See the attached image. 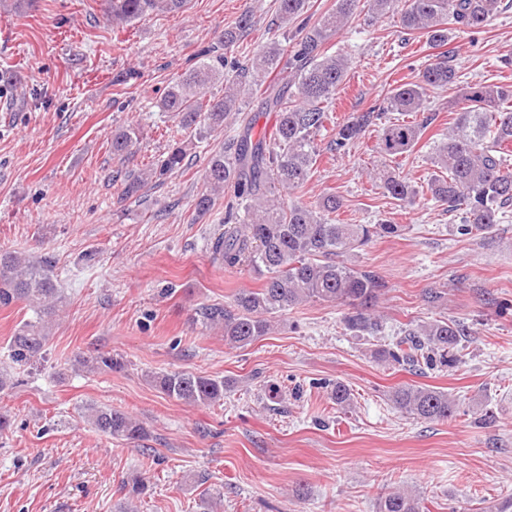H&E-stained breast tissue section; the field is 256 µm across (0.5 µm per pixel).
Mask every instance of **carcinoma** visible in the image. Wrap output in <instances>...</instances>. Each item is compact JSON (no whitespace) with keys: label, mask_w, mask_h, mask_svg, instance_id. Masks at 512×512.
Instances as JSON below:
<instances>
[{"label":"carcinoma","mask_w":512,"mask_h":512,"mask_svg":"<svg viewBox=\"0 0 512 512\" xmlns=\"http://www.w3.org/2000/svg\"><path fill=\"white\" fill-rule=\"evenodd\" d=\"M188 0H107L103 18L123 24L152 13L182 12ZM360 0H335L334 7L314 22L301 19L307 0H278L280 24L301 19L293 36L272 40L265 47L238 59L222 49L239 41L250 25L247 15L224 30L216 45L201 53V60L169 86L161 106L173 114L180 128L209 130L234 127V135L219 152L210 155L204 171V191L196 200L199 214L212 210L217 195L232 191L225 204L224 231L210 240L214 260L226 268L248 267L261 277L257 289L241 290L224 303L199 308L204 324L224 328V342L247 346L268 335L272 315L302 303L332 304L345 308L348 330L374 336L382 324L372 313L386 288L370 270L346 261L351 252L376 238L396 235L402 225L385 220L379 224H342L341 197L326 192L314 201L288 200L275 189L292 195L311 179L322 149L315 136L331 119L343 88L350 61L329 55L324 45L348 22ZM502 0H370L377 17L397 15L403 32L424 36L433 47L448 44L452 30L477 32L497 13ZM224 84V95L209 97L206 90ZM462 83L455 54L440 53L414 82L392 88L384 100L365 112L333 123L334 134L324 150L344 154L372 127L380 128L377 153L391 162L413 154L419 141L436 121L428 111L429 92ZM262 90L258 108L248 112L245 99ZM264 112L276 113L273 134L255 132ZM396 117H388L389 113ZM139 129L129 126L112 134V155L133 152ZM512 85L468 84L459 104L448 113V132L434 146L435 172L426 180L427 190L448 210L464 211L457 226L462 236L492 231L499 215L512 206ZM184 166L181 147L171 148L160 165L147 172L125 175L123 193L139 197L145 179L161 178ZM388 194L408 201L415 188L403 177L381 173ZM22 302L34 316L21 321L8 340L9 358L25 365L42 357L53 317L63 307L60 284L47 262L34 261L12 251H0V307ZM464 327L446 319L424 325L405 324L402 335L376 351L391 366L423 373L458 362L457 350ZM90 371H118L123 363L111 356L83 361ZM152 382L165 396L193 405L224 400L229 382L184 371L157 373ZM336 405L353 404L351 389L337 382L331 389ZM391 402L401 413L424 422H444L455 416L457 399L448 392L415 384L400 385ZM83 417L98 432L116 440H136L145 434L142 423L110 407L89 404ZM378 512H423L419 496L395 489L381 497Z\"/></svg>","instance_id":"cac0c4a2"}]
</instances>
